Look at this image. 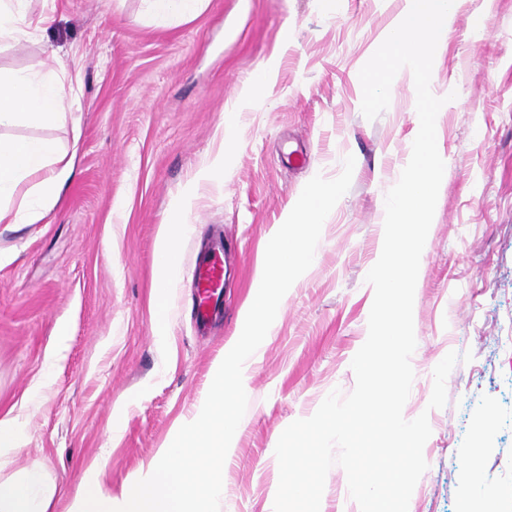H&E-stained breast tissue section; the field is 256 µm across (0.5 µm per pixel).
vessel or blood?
Masks as SVG:
<instances>
[{"label": "vessel or blood", "mask_w": 512, "mask_h": 512, "mask_svg": "<svg viewBox=\"0 0 512 512\" xmlns=\"http://www.w3.org/2000/svg\"><path fill=\"white\" fill-rule=\"evenodd\" d=\"M224 241L221 237L210 239L203 256L193 270V280L197 288L196 325L198 329H208L219 310L224 305Z\"/></svg>", "instance_id": "vessel-or-blood-1"}]
</instances>
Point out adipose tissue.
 Listing matches in <instances>:
<instances>
[{
	"label": "adipose tissue",
	"mask_w": 512,
	"mask_h": 512,
	"mask_svg": "<svg viewBox=\"0 0 512 512\" xmlns=\"http://www.w3.org/2000/svg\"><path fill=\"white\" fill-rule=\"evenodd\" d=\"M54 72L0 73V223L35 224L57 203L74 172V159L53 138L5 137L2 129L22 124L65 126L71 116ZM185 204L176 201L159 226L157 291L166 294L177 268L186 229ZM57 487L44 473L0 477V512H50Z\"/></svg>",
	"instance_id": "obj_1"
}]
</instances>
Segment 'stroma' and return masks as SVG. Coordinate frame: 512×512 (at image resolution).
<instances>
[{
	"label": "stroma",
	"instance_id": "obj_1",
	"mask_svg": "<svg viewBox=\"0 0 512 512\" xmlns=\"http://www.w3.org/2000/svg\"><path fill=\"white\" fill-rule=\"evenodd\" d=\"M400 0H209L196 18L157 26L143 0H30L31 39L0 42V72L57 70L72 115L50 130L77 144L75 174L38 224H0V419L19 418L21 447L0 475L38 469L73 485L105 457L113 492L155 456L205 400L238 335L261 249L314 176L354 156L351 186L326 218L316 264L291 289L248 380L220 512H272L275 447L332 391L355 387L368 336L366 276L383 247L385 196L412 148L414 78L400 70L375 119L361 111L359 72ZM430 81L455 90L436 136L448 159L413 321L406 418L427 414V470L408 512H460L475 445L498 512H512V0H463ZM277 58L268 92L240 112L224 178L197 181L217 152L226 107ZM302 149L310 163L294 165ZM189 229L164 305L154 300L158 228L188 185ZM223 234L237 275L224 319L198 332L191 272ZM67 328L59 338V328ZM472 353L429 409L433 370ZM127 399L124 428L109 429Z\"/></svg>",
	"mask_w": 512,
	"mask_h": 512
}]
</instances>
